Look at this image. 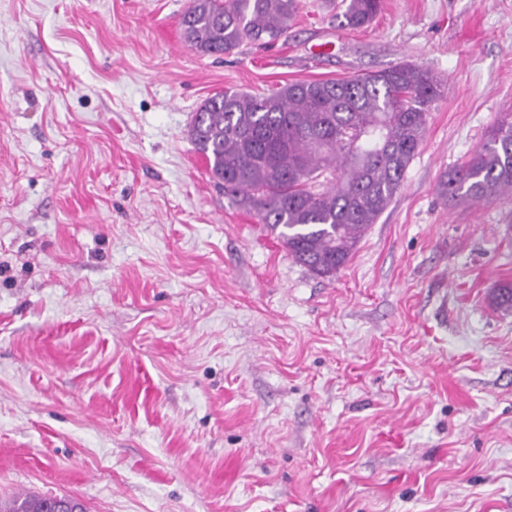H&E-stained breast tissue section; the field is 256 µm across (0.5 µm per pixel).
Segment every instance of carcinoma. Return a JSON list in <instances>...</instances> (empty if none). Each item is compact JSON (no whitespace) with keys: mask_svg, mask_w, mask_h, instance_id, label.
I'll return each mask as SVG.
<instances>
[{"mask_svg":"<svg viewBox=\"0 0 512 512\" xmlns=\"http://www.w3.org/2000/svg\"><path fill=\"white\" fill-rule=\"evenodd\" d=\"M382 0H349L345 26L359 29ZM297 0H192L186 44L230 55L243 43L288 34ZM442 81L412 62L343 79L288 82L264 95L228 87L194 113L190 138L211 178L237 207L279 230L297 263L336 274L398 194L418 153L428 105ZM437 195L454 204L512 196V122L501 121L463 164L444 172ZM7 512H86L68 497H24Z\"/></svg>","mask_w":512,"mask_h":512,"instance_id":"cac0c4a2","label":"carcinoma"}]
</instances>
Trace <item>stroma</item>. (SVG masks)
<instances>
[{"mask_svg":"<svg viewBox=\"0 0 512 512\" xmlns=\"http://www.w3.org/2000/svg\"><path fill=\"white\" fill-rule=\"evenodd\" d=\"M190 4L0 0V512H512V197L436 194L512 120V0H383L357 30L300 0L218 58L184 43ZM402 61L444 93L313 275L216 186L193 114ZM7 512H86L84 505L68 497L16 498Z\"/></svg>","mask_w":512,"mask_h":512,"instance_id":"35a3bbf8","label":"stroma"}]
</instances>
